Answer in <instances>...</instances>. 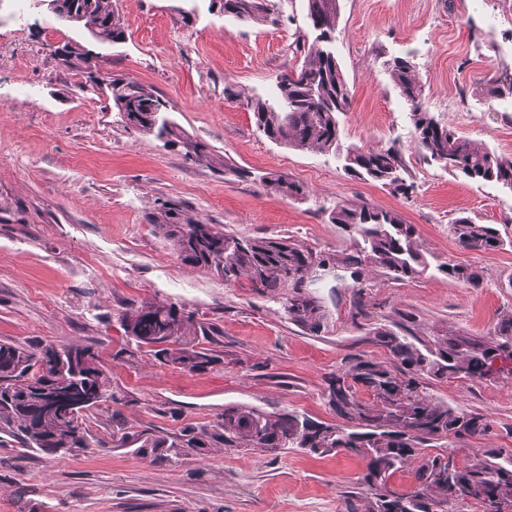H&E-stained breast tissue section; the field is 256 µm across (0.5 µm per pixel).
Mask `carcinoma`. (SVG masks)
Returning <instances> with one entry per match:
<instances>
[{"label": "carcinoma", "mask_w": 512, "mask_h": 512, "mask_svg": "<svg viewBox=\"0 0 512 512\" xmlns=\"http://www.w3.org/2000/svg\"><path fill=\"white\" fill-rule=\"evenodd\" d=\"M236 21L274 24L282 12L279 0H210ZM319 0H307L309 34L296 40L295 50L307 49L301 65L277 76L271 99L247 101L257 129L272 142L302 152H332L344 172L406 195L414 188L402 153L396 145L364 149L343 146L340 117L350 110L351 92L336 55L340 0L314 9ZM81 19L59 14L57 19L87 30L98 28L104 39H125V27L115 0H80ZM59 63L85 76L87 82H107L113 105L123 102L135 109L126 126L151 136L203 167L239 180L252 172L224 159L196 140L169 116L168 104L152 86L129 80L99 66L79 42L64 44ZM385 70L408 107L415 149L422 159L457 178L472 183H495L512 191V156L481 147L437 119L424 105V88L415 62L393 56ZM489 96L512 100V71L492 78ZM264 189L302 201L304 185L287 174L270 172L260 177ZM145 223L161 236L181 261L203 269L256 294L281 293L287 319L319 335L327 326L324 298L303 287L313 262L348 270L352 280L349 315L364 329L363 340L382 356L356 354L332 376L327 403L340 424L313 419L304 412H268L244 404L224 406L214 423H189L175 434L151 428L112 429V447L136 446L142 451L180 459L193 448H224L233 452L267 448H297L318 458L340 454L363 464L354 487L347 492L345 512H512V457L504 449L486 448L477 461L457 462L449 447L483 435L487 417L468 411L430 393L437 383L461 373L471 381L486 379L484 368L497 357L512 361V313H504L483 336L434 325L422 331V320L410 310L389 315L375 311L371 293L377 284L365 278L370 267L385 280L403 283L429 269L420 248L416 225L395 211L367 201L338 202L329 221L346 232L355 249L345 256L317 251L289 237H239L221 224L201 221L177 198L157 199L144 214ZM456 243L468 251L498 250L504 246L492 224H477L459 217L451 225ZM440 269L448 278L478 288L481 277L469 264L446 262ZM124 335L136 350L148 349L159 362L188 373L201 372L218 361L209 347L217 332L214 324L168 302L145 301L119 316ZM86 352L88 359L69 377L71 385L89 388L101 402L82 407L75 420H63L44 410L59 385L60 359ZM122 398L112 387L99 351L91 345L45 344L33 348L0 340V446L14 443L53 458L73 456L106 441L90 431L103 404ZM413 467L412 487L395 486L397 476Z\"/></svg>", "instance_id": "cac0c4a2"}]
</instances>
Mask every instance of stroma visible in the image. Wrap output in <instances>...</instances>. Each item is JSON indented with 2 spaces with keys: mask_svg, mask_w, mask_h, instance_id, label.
<instances>
[{
  "mask_svg": "<svg viewBox=\"0 0 512 512\" xmlns=\"http://www.w3.org/2000/svg\"><path fill=\"white\" fill-rule=\"evenodd\" d=\"M280 5V24L255 25L224 17L210 0H117L126 38L111 49L112 70L151 85L190 134L254 174L228 181L135 134L110 99L59 65L53 46L77 41L97 51L86 29L33 8L15 15L11 0H0V340L101 350L125 399L99 412L95 436L109 438L116 425L175 433L216 421L232 403L332 423L326 379L366 349L344 303L311 336L288 322L281 297L182 264L144 221L159 198L182 199L236 235L289 237L339 254L352 242L328 215L337 202L365 200L416 225L432 264L403 284L379 281L372 299L381 314L410 309L424 323L481 335L512 312V191L423 162L383 66L411 55L429 112L512 156V104L486 93L491 77L512 69V0H340L336 51L352 92L341 139L363 148L398 142L415 186L405 196L346 175L334 154L292 150L257 130L247 99L270 97L277 75L303 60L295 43L307 29V2ZM228 88L235 100L225 99ZM267 172L302 183L307 199L268 193L258 180ZM459 217L497 225L506 246L460 248L449 232ZM449 260L477 267L481 286L450 280L438 269ZM148 300L215 323L219 362L186 373L147 352L121 357L129 342L118 317ZM433 392L490 422L460 460L512 449L511 376ZM361 470L343 455L317 459L296 449L204 448L174 463L135 448L55 460L0 447V512H344Z\"/></svg>",
  "mask_w": 512,
  "mask_h": 512,
  "instance_id": "35a3bbf8",
  "label": "stroma"
}]
</instances>
